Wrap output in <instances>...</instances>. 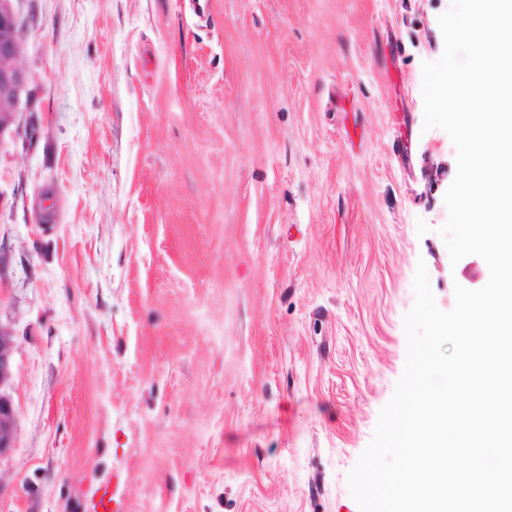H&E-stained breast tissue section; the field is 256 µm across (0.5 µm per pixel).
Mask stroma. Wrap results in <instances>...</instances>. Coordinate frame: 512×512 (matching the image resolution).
Listing matches in <instances>:
<instances>
[{"label":"stroma","instance_id":"stroma-1","mask_svg":"<svg viewBox=\"0 0 512 512\" xmlns=\"http://www.w3.org/2000/svg\"><path fill=\"white\" fill-rule=\"evenodd\" d=\"M451 0H25L38 131L0 149L18 415L0 512H359L456 173L423 128ZM116 490L111 483L97 487L89 503V512H116Z\"/></svg>","mask_w":512,"mask_h":512}]
</instances>
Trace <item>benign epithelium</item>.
Here are the masks:
<instances>
[{"label": "benign epithelium", "instance_id": "benign-epithelium-1", "mask_svg": "<svg viewBox=\"0 0 512 512\" xmlns=\"http://www.w3.org/2000/svg\"><path fill=\"white\" fill-rule=\"evenodd\" d=\"M24 0H0V148L32 140L37 126L29 116L33 89L31 75L21 64L27 22L20 4ZM15 342L11 331L0 325V459L14 447L18 417L11 398L1 392L12 377Z\"/></svg>", "mask_w": 512, "mask_h": 512}]
</instances>
